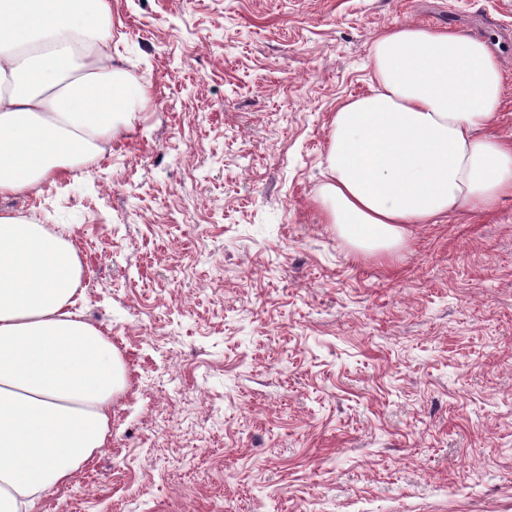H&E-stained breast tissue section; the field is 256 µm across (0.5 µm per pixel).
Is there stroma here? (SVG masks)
Returning <instances> with one entry per match:
<instances>
[{"label": "stroma", "mask_w": 512, "mask_h": 512, "mask_svg": "<svg viewBox=\"0 0 512 512\" xmlns=\"http://www.w3.org/2000/svg\"><path fill=\"white\" fill-rule=\"evenodd\" d=\"M133 128L0 211L65 226L111 434L34 512H512V196L356 255L314 201L374 39L499 57L512 0H110Z\"/></svg>", "instance_id": "35a3bbf8"}]
</instances>
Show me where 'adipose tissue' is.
I'll return each mask as SVG.
<instances>
[{"label": "adipose tissue", "mask_w": 512, "mask_h": 512, "mask_svg": "<svg viewBox=\"0 0 512 512\" xmlns=\"http://www.w3.org/2000/svg\"><path fill=\"white\" fill-rule=\"evenodd\" d=\"M108 0H0V196L102 154L129 112ZM376 85L335 113L325 223L363 254L412 224L512 194L499 59L479 38L400 24L372 46ZM83 264L65 232L0 211V512H33L104 448L124 386L117 349L84 320Z\"/></svg>", "instance_id": "1"}]
</instances>
